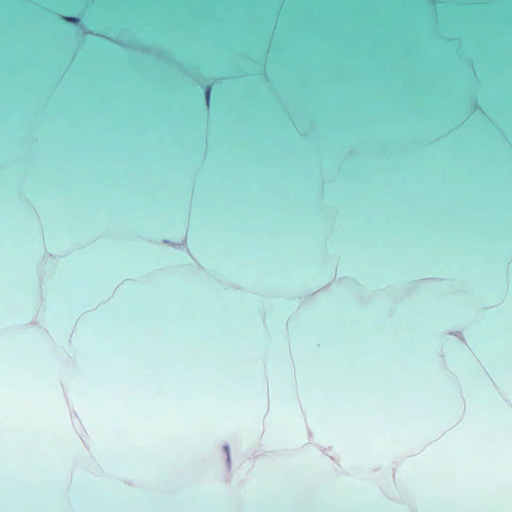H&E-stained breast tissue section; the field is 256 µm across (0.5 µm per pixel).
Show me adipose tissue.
I'll return each mask as SVG.
<instances>
[{
    "label": "adipose tissue",
    "instance_id": "1",
    "mask_svg": "<svg viewBox=\"0 0 512 512\" xmlns=\"http://www.w3.org/2000/svg\"><path fill=\"white\" fill-rule=\"evenodd\" d=\"M393 5L0 0L13 22L0 46L23 35L52 48L0 139V236L15 244L0 253V457L27 473L0 512H512L501 490L512 483V0ZM377 21L374 62L350 59L343 82L306 92L287 80L288 59L346 49ZM456 58L464 67L436 80ZM91 72L96 93L83 87ZM372 90L382 111H354ZM139 106L165 170L142 191L123 167L78 165L61 189V151L93 131L126 154L112 132ZM468 164L463 185L441 179ZM376 178L404 202L427 190L429 213L478 209L491 222L377 212ZM268 185L290 223H271ZM88 197L96 220L74 223ZM228 237L250 272L225 262ZM373 246L385 254L371 268ZM90 269L100 277L71 297ZM159 316L181 344L204 332L208 361L169 372L160 344L133 363ZM18 353L37 362L29 380ZM160 374L162 424L150 427L128 394ZM380 400L393 423L377 418ZM24 423L32 458L12 440ZM382 426L383 444L368 447ZM464 439L478 457L452 486L437 463ZM484 457L497 483L482 479Z\"/></svg>",
    "mask_w": 512,
    "mask_h": 512
}]
</instances>
